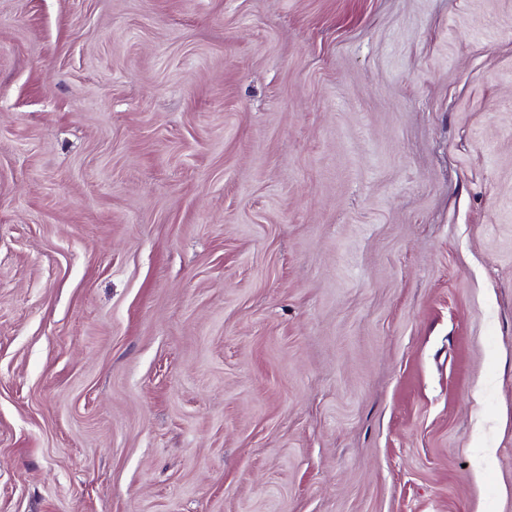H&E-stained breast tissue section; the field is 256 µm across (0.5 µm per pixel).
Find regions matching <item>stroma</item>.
Returning a JSON list of instances; mask_svg holds the SVG:
<instances>
[{
  "instance_id": "35a3bbf8",
  "label": "stroma",
  "mask_w": 512,
  "mask_h": 512,
  "mask_svg": "<svg viewBox=\"0 0 512 512\" xmlns=\"http://www.w3.org/2000/svg\"><path fill=\"white\" fill-rule=\"evenodd\" d=\"M0 512H512V0H0Z\"/></svg>"
}]
</instances>
